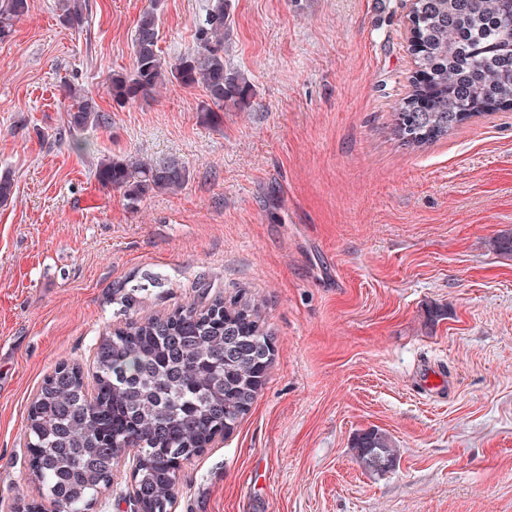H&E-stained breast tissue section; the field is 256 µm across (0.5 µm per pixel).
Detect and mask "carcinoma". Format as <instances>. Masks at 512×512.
<instances>
[{"label":"carcinoma","instance_id":"obj_1","mask_svg":"<svg viewBox=\"0 0 512 512\" xmlns=\"http://www.w3.org/2000/svg\"><path fill=\"white\" fill-rule=\"evenodd\" d=\"M62 2L63 24L82 27L86 0ZM160 6L150 0L138 17L133 67L110 78L113 102H136L173 79L206 90L202 112L244 109L251 83L224 64L229 0H211L192 47L167 67L159 48ZM28 10V0H0V41ZM511 12L512 0H417L415 76L395 107L406 110L414 138L391 129L402 145L420 148L473 117L512 109V40L504 25ZM64 95L72 131L108 123L83 89L68 84ZM188 178L186 166L168 158L105 156L97 168L98 182L119 191L130 208L150 195L181 191ZM274 352L264 301L240 293L131 321L102 337L91 386L74 369L55 368L30 406L26 442L51 512H89L125 454L135 461L138 508L170 512L181 465L215 435L227 439L236 431L268 381ZM351 448L361 468L375 450L390 468L398 465L392 438L377 427L357 433Z\"/></svg>","mask_w":512,"mask_h":512}]
</instances>
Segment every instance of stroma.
Returning a JSON list of instances; mask_svg holds the SVG:
<instances>
[{"label": "stroma", "mask_w": 512, "mask_h": 512, "mask_svg": "<svg viewBox=\"0 0 512 512\" xmlns=\"http://www.w3.org/2000/svg\"><path fill=\"white\" fill-rule=\"evenodd\" d=\"M58 0L0 42V512L50 505L25 448L60 363L94 370L102 336L211 294L265 302L268 383L229 439L182 466L173 512H512V111L421 148L391 133L414 64L408 0H230L228 67L250 106L204 119L202 87L117 106L150 0ZM209 0H162L159 47L192 45ZM108 125L70 135L65 84ZM174 157L187 186L128 208L101 157ZM440 310L428 321L430 310ZM386 430L399 464L350 451ZM121 457L93 512H136ZM63 10L59 17L69 28H82L85 22V0H62Z\"/></svg>", "instance_id": "35a3bbf8"}]
</instances>
